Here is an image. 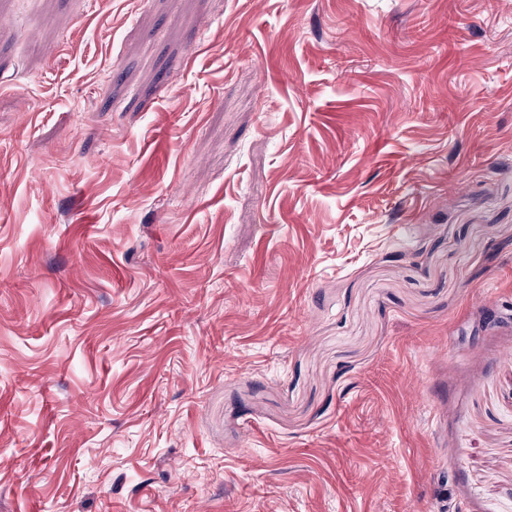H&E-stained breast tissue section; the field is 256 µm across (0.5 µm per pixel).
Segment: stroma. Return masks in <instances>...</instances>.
Segmentation results:
<instances>
[{
    "label": "stroma",
    "mask_w": 512,
    "mask_h": 512,
    "mask_svg": "<svg viewBox=\"0 0 512 512\" xmlns=\"http://www.w3.org/2000/svg\"><path fill=\"white\" fill-rule=\"evenodd\" d=\"M512 512V0H0V512Z\"/></svg>",
    "instance_id": "35a3bbf8"
}]
</instances>
